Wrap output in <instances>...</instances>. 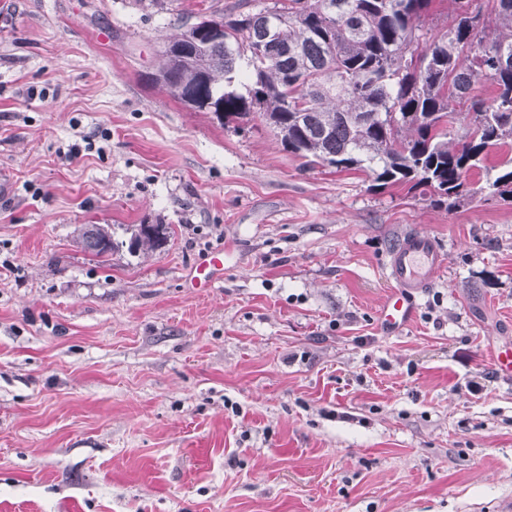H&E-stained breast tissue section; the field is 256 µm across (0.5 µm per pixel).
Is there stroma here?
<instances>
[{"instance_id": "stroma-1", "label": "stroma", "mask_w": 512, "mask_h": 512, "mask_svg": "<svg viewBox=\"0 0 512 512\" xmlns=\"http://www.w3.org/2000/svg\"><path fill=\"white\" fill-rule=\"evenodd\" d=\"M231 2L0 6V512H512V201L308 168L153 83L177 14ZM414 230L448 263L389 334ZM79 231L83 248L97 258L108 257L119 247L108 224H84ZM104 242H108L110 246L106 248ZM142 225L139 224V227L132 232L130 238L129 249L135 252H141L142 254H149L157 251L162 246H164L170 236H171V228L167 224H152L155 230V233H149V226H145L144 231L142 229ZM224 271V253H214L209 262L195 267L190 277L191 288H210L216 277Z\"/></svg>"}]
</instances>
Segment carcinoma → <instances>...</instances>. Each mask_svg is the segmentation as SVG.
Segmentation results:
<instances>
[{
	"label": "carcinoma",
	"mask_w": 512,
	"mask_h": 512,
	"mask_svg": "<svg viewBox=\"0 0 512 512\" xmlns=\"http://www.w3.org/2000/svg\"><path fill=\"white\" fill-rule=\"evenodd\" d=\"M429 0H271L256 9L177 16L152 80L224 123L257 116L284 149L374 186H406L454 208L483 192L512 199V0H453L448 29L424 33ZM209 28L224 30L214 37ZM492 93L475 95L480 81ZM463 128L457 137L448 123ZM497 173L474 185L488 150ZM137 228L129 249L149 254L170 236ZM97 258L119 244L110 225L84 224Z\"/></svg>",
	"instance_id": "carcinoma-1"
}]
</instances>
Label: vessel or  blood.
I'll return each instance as SVG.
<instances>
[{
    "mask_svg": "<svg viewBox=\"0 0 512 512\" xmlns=\"http://www.w3.org/2000/svg\"><path fill=\"white\" fill-rule=\"evenodd\" d=\"M446 263V253L430 236L408 232L397 238L388 252L385 265L392 288L379 312L384 330L392 333L413 321L417 295L431 286ZM223 270V253H214L208 263L195 267L190 285L194 288L211 287Z\"/></svg>",
    "mask_w": 512,
    "mask_h": 512,
    "instance_id": "obj_1",
    "label": "vessel or blood"
}]
</instances>
